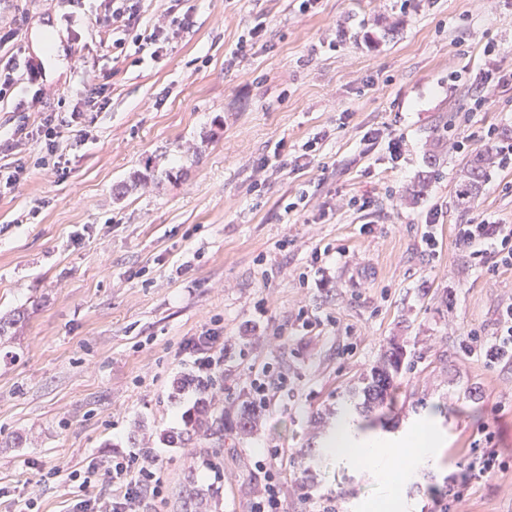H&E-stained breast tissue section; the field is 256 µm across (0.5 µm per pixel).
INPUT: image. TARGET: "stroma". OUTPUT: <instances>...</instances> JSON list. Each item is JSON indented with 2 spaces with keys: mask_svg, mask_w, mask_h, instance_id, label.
I'll return each instance as SVG.
<instances>
[{
  "mask_svg": "<svg viewBox=\"0 0 512 512\" xmlns=\"http://www.w3.org/2000/svg\"><path fill=\"white\" fill-rule=\"evenodd\" d=\"M193 24L159 59L114 66L98 44L100 0L66 22L57 0H0V26L26 13L19 42L38 54L51 27L57 51L43 57V104L64 111L84 81L112 74L111 105L85 116L92 135L66 150L68 176L29 167L0 195V316L24 310L22 333L0 343V512H21L38 467H69L129 452L130 432L153 430L165 468L161 512H179L187 477L214 488L217 512H243L252 462L267 449L302 458L335 424L330 411L359 400L361 379L390 343L406 358L395 404L356 431L389 439L435 424L444 446L407 473L404 512H437L465 482L482 426L512 456V367L467 354L471 328L492 334L512 303V269L488 274L455 242L475 218L512 225V166L495 167L468 209L454 203L466 153L428 166L445 124L466 121L512 136V89L487 111L460 107L486 48L506 49L512 68V0H320L302 14L291 0H189ZM266 43L236 66L226 61L257 17ZM338 126L309 163L293 160L325 126ZM406 139L392 162L385 146L359 152L365 127ZM154 175L131 185L145 167ZM428 189L405 204L406 187ZM306 220L284 207L299 189ZM365 196V212L322 214L341 196ZM441 206L443 221L424 215ZM371 233H361L362 224ZM433 232L436 254L422 238ZM340 248L325 284L299 274L313 249ZM208 328L247 344L227 356L213 395L224 409V444L183 449L158 438L179 430L196 398L174 395L190 375L183 340ZM273 363L286 376L272 411L244 438L237 422L252 400L250 370ZM307 480L283 479L288 512H372L391 485L378 468L344 454L310 462ZM468 512H512V471L482 480Z\"/></svg>",
  "mask_w": 512,
  "mask_h": 512,
  "instance_id": "obj_1",
  "label": "stroma"
}]
</instances>
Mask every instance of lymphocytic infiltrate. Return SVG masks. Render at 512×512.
<instances>
[{"instance_id": "f902f5d3", "label": "lymphocytic infiltrate", "mask_w": 512, "mask_h": 512, "mask_svg": "<svg viewBox=\"0 0 512 512\" xmlns=\"http://www.w3.org/2000/svg\"><path fill=\"white\" fill-rule=\"evenodd\" d=\"M142 2L101 0V11L97 13L95 23L100 32V44L112 48L113 61H120L131 46L139 52L149 51L151 58H160L179 32L192 25L191 16L186 13L171 17L167 24L154 26L149 32H140ZM43 76L40 62L33 58L12 55L0 60V101L23 81L34 88L29 106L38 112L32 124L17 125L11 137L0 143V153L7 152L15 157L10 170L0 169V184L4 187L18 183L31 162L57 178H64L67 174L64 139L77 143L87 141L91 133L84 124L85 113L102 111L110 104V84L102 80L86 84L80 98L66 113L42 108L40 86ZM511 84L512 77L504 72L498 59H488L478 75L474 95L463 106L464 111L483 110L500 89ZM31 146L39 150L32 161L26 155ZM455 241L476 264H483L486 255L490 254L496 267L512 268L511 224H496L485 218L476 223L459 224L455 227ZM482 335V330H469L462 339L463 349L469 353L479 352L490 367L512 364V304L501 309L494 338L486 342ZM231 342V337L209 328L182 343L180 353L189 362L200 390L211 391L217 376L223 374L224 359ZM493 441V434H485V446L478 450L471 465L470 482L449 492L458 512H465L476 483L512 469V462L507 461L499 449L493 448ZM279 458V450L272 448L255 460L257 480L245 512H288ZM38 475L43 484L62 475L74 484L76 493L69 512H158L159 504L165 501L164 467L148 448H139L104 462L92 459L86 466L67 473L61 467L53 466L39 470Z\"/></svg>"}]
</instances>
